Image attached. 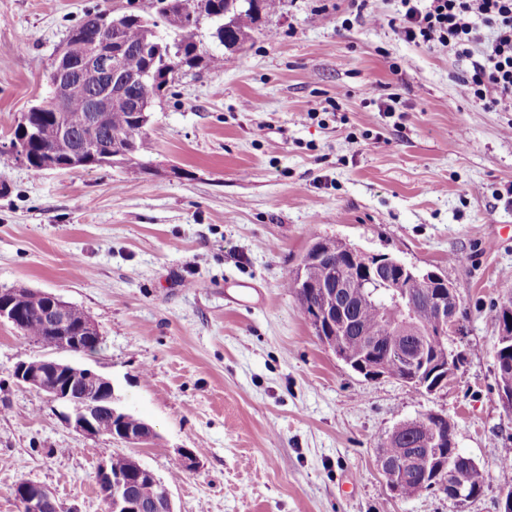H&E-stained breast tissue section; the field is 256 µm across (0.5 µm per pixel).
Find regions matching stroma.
I'll list each match as a JSON object with an SVG mask.
<instances>
[{
    "label": "stroma",
    "instance_id": "obj_1",
    "mask_svg": "<svg viewBox=\"0 0 512 512\" xmlns=\"http://www.w3.org/2000/svg\"><path fill=\"white\" fill-rule=\"evenodd\" d=\"M124 0H0V289L72 303L101 343L66 361L112 381L151 424L143 448L70 428L19 359L44 349L0 323V512L19 481L63 512H107L96 473L134 457L175 512H499L512 411L498 396L493 309L512 297V112L462 95L466 64L401 39L397 0H281L244 49L197 38L220 67L152 107L140 160L33 174L5 149L45 99L86 11ZM444 273L458 299L448 385L364 379L285 287L313 237ZM438 412L484 469L482 492L394 496L376 461L397 424ZM198 458L181 467L183 451Z\"/></svg>",
    "mask_w": 512,
    "mask_h": 512
}]
</instances>
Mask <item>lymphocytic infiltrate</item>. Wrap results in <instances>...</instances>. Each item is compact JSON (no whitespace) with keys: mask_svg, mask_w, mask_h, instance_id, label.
<instances>
[{"mask_svg":"<svg viewBox=\"0 0 512 512\" xmlns=\"http://www.w3.org/2000/svg\"><path fill=\"white\" fill-rule=\"evenodd\" d=\"M405 41L467 58L462 93L512 112V0H399Z\"/></svg>","mask_w":512,"mask_h":512,"instance_id":"f902f5d3","label":"lymphocytic infiltrate"}]
</instances>
